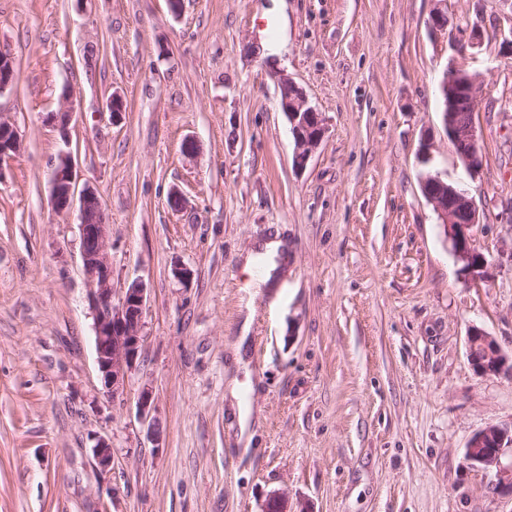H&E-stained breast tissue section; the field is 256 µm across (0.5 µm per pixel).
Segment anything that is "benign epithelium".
Listing matches in <instances>:
<instances>
[{
    "label": "benign epithelium",
    "instance_id": "obj_1",
    "mask_svg": "<svg viewBox=\"0 0 512 512\" xmlns=\"http://www.w3.org/2000/svg\"><path fill=\"white\" fill-rule=\"evenodd\" d=\"M12 58L0 51V93L16 81ZM443 100L442 123L448 139L465 169L477 172L483 165L474 123L476 82L461 69L445 72L438 86ZM280 108L295 139L293 164L302 168L325 132L324 118L308 105L306 94L287 77L280 78ZM21 144L13 123L0 115V178L3 163L17 156ZM78 174L70 153H61L53 167L51 203L58 214L78 210L82 270L90 287L89 308L94 320L96 362L101 374L103 395L114 402L123 397L126 385L137 367L142 351L141 328L147 301V288L141 281L119 297L112 289V262L107 247V224L102 202L95 188L85 183L75 192ZM423 193L432 203L448 242L464 269L478 279H488V262L473 245L471 229L479 223L475 199L455 184L438 177L423 183ZM469 356L482 375L512 376V360L496 342L475 331L469 339ZM512 425H491L475 432L466 444L465 458L472 467L495 472V488L512 496ZM92 455L100 472L112 466V447L101 437L94 438Z\"/></svg>",
    "mask_w": 512,
    "mask_h": 512
}]
</instances>
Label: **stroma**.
<instances>
[{"label":"stroma","instance_id":"35a3bbf8","mask_svg":"<svg viewBox=\"0 0 512 512\" xmlns=\"http://www.w3.org/2000/svg\"><path fill=\"white\" fill-rule=\"evenodd\" d=\"M511 38L512 0H0L17 71L0 111L22 140L0 172V512H262L275 493L290 512H512L465 460L473 433L512 423V377L476 373L468 349L477 328L512 356ZM455 67L476 79L474 175L441 121ZM283 76L325 122L301 170ZM69 104L65 140L48 117ZM65 150L105 207L115 293L148 287L115 403L77 216L51 204ZM431 176L474 197L488 280L456 260ZM272 236L287 266L251 287L244 257Z\"/></svg>","mask_w":512,"mask_h":512}]
</instances>
